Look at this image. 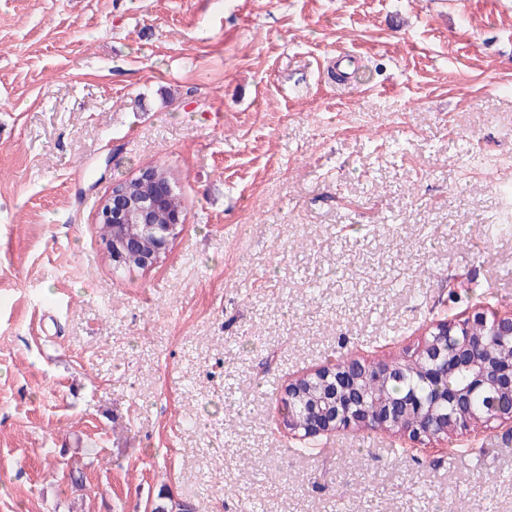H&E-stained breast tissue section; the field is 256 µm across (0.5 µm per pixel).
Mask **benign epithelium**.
I'll use <instances>...</instances> for the list:
<instances>
[{"instance_id":"7a95c632","label":"benign epithelium","mask_w":512,"mask_h":512,"mask_svg":"<svg viewBox=\"0 0 512 512\" xmlns=\"http://www.w3.org/2000/svg\"><path fill=\"white\" fill-rule=\"evenodd\" d=\"M163 206L168 212L165 224L152 222V213ZM97 218L113 225L114 235L127 244L149 231L154 234L150 251L139 257V267L148 270L156 265L172 239L185 221V203L174 191L165 174L149 166L122 183V189L111 188L102 198ZM480 323L487 333L473 336L468 327ZM453 336L456 346L448 351L446 338ZM512 340V314H495L487 321V314L478 309L459 320H441L435 331L426 339L417 353L434 362L431 376L437 380L464 370L468 382L454 392L462 405L480 393L487 396L486 408L492 420H511L512 404L497 397L508 390L512 392V365L502 364L496 356L495 342ZM393 363L366 364L356 359L338 367L323 366L311 373L297 377L285 388L288 414L283 426L299 439H313L320 435L341 431L352 426L365 428H393L413 439L429 440L448 433V419L433 416V408L426 409L432 421L417 418L422 406L410 399H397L380 394L382 406L375 415H365L359 407L366 385L388 383L397 376Z\"/></svg>"}]
</instances>
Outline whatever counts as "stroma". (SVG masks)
Returning a JSON list of instances; mask_svg holds the SVG:
<instances>
[{
	"instance_id": "1",
	"label": "stroma",
	"mask_w": 512,
	"mask_h": 512,
	"mask_svg": "<svg viewBox=\"0 0 512 512\" xmlns=\"http://www.w3.org/2000/svg\"><path fill=\"white\" fill-rule=\"evenodd\" d=\"M156 164L185 222L115 273L97 202ZM477 308L512 313V0H0V512H512V423L282 424Z\"/></svg>"
}]
</instances>
